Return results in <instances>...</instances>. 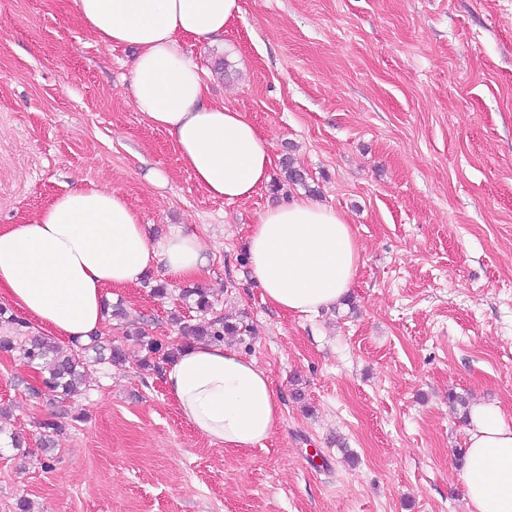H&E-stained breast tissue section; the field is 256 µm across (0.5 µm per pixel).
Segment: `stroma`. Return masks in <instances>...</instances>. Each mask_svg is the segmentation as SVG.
<instances>
[{
    "label": "stroma",
    "instance_id": "obj_1",
    "mask_svg": "<svg viewBox=\"0 0 512 512\" xmlns=\"http://www.w3.org/2000/svg\"><path fill=\"white\" fill-rule=\"evenodd\" d=\"M220 43L185 38L213 101L267 138L270 184L204 192L130 91L132 48L101 43L73 0H0V226L93 182L123 192L150 233L199 234L196 286L251 334L283 420L230 452L188 424L135 328L161 341L196 319L182 284L108 290L121 366L94 365L65 403L52 466L28 390L39 372L0 352V512H470L458 464L466 404L512 422V0H240ZM292 156L306 186L283 183ZM157 170L164 183L147 180ZM307 196L343 214L362 253L350 304L314 316L263 302L245 241L260 214ZM166 286L165 297L151 294Z\"/></svg>",
    "mask_w": 512,
    "mask_h": 512
}]
</instances>
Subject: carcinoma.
Instances as JSON below:
<instances>
[{
	"instance_id": "1",
	"label": "carcinoma",
	"mask_w": 512,
	"mask_h": 512,
	"mask_svg": "<svg viewBox=\"0 0 512 512\" xmlns=\"http://www.w3.org/2000/svg\"><path fill=\"white\" fill-rule=\"evenodd\" d=\"M282 168L288 182L306 185L305 173L294 166L291 158L283 159ZM183 297L192 300L193 308L200 315L193 324L184 322L179 315L172 317V321L180 325L183 335L196 340L222 341L224 336H234L241 331L240 327L225 321L224 316L215 310L214 303L204 289H186ZM0 319L11 325L10 335L0 336V352L15 353L28 364L39 368L41 379L32 388L37 396L47 395L62 403L80 394L86 388L85 368L91 351L95 353L94 361L98 363L119 364L126 358L123 348L102 345V336L98 332L85 341H72V348L65 352L46 337L29 335V323L13 313H7L4 308H0ZM137 341L144 352L142 366L155 371L174 359L180 350V345L176 343H162L142 333L137 334ZM40 429L43 430L42 448L46 451L54 449L55 436L63 431L62 422L53 417L41 422Z\"/></svg>"
}]
</instances>
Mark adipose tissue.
<instances>
[{
	"label": "adipose tissue",
	"instance_id": "1",
	"mask_svg": "<svg viewBox=\"0 0 512 512\" xmlns=\"http://www.w3.org/2000/svg\"><path fill=\"white\" fill-rule=\"evenodd\" d=\"M99 41L135 49L130 88L137 109L168 133L183 166L208 194L251 198L269 180L268 142L244 113L216 103L181 39L220 41L240 0H74ZM246 253L263 299L297 315L336 305L362 261L350 224L301 197L267 208L250 228ZM201 239L180 228L151 235L118 190L88 184L54 197L24 224L0 230V302L67 340L103 325L105 291L163 270L172 283L200 276ZM161 380L183 418L230 451L270 438L283 419L267 372L221 342L194 341ZM461 471L471 512H512V424L498 405L470 409Z\"/></svg>",
	"mask_w": 512,
	"mask_h": 512
}]
</instances>
